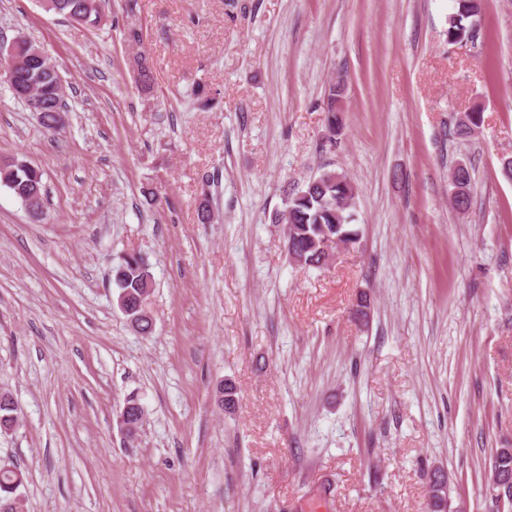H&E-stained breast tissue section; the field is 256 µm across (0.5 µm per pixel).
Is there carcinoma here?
Wrapping results in <instances>:
<instances>
[{"label": "carcinoma", "instance_id": "carcinoma-1", "mask_svg": "<svg viewBox=\"0 0 512 512\" xmlns=\"http://www.w3.org/2000/svg\"><path fill=\"white\" fill-rule=\"evenodd\" d=\"M485 0H457V10L449 16L446 36L448 43L461 46H476L480 38V18ZM51 12L76 18V22L95 27L102 22L100 5L97 0H52ZM30 50L21 47L17 56L23 66L11 72L4 71V77L16 83L23 82L25 74L41 71L37 87L43 99L45 118L51 119L55 103L60 100L57 72L51 68L39 69L31 65ZM344 87L335 84L330 88L324 107V124L333 127L345 125L341 98ZM484 123L483 112L474 109L464 113V118L456 119L453 129L458 139H471L473 131ZM43 173L39 167L29 163L23 156H12V162L0 169V184L8 187L18 198L32 199V207L40 210L44 205ZM461 187V191L451 196V203L461 213L467 212L472 204V167L455 168L454 184L450 188ZM356 188L343 172L324 169L302 184L291 188L286 200L288 212L286 224L289 226V240L292 241L297 263L300 266L322 264L323 246L326 241L338 238L351 244L358 242L357 232L350 229L356 209ZM112 285L116 290V300H124L131 310L130 316L144 313L149 307V298L154 286L147 259L138 252L123 253L112 265ZM18 415L17 405L8 392H0V430H9ZM490 470L507 477L512 483V455L492 456ZM16 474L12 470H0V512L3 506L13 501L15 493L11 484ZM446 477L433 473L429 481V512H448V487L441 486Z\"/></svg>", "mask_w": 512, "mask_h": 512}]
</instances>
